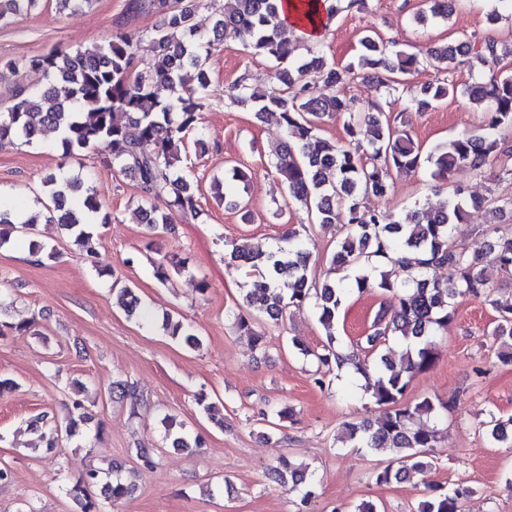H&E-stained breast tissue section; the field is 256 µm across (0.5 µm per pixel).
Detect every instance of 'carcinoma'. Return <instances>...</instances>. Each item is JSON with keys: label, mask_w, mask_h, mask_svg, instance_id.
<instances>
[{"label": "carcinoma", "mask_w": 512, "mask_h": 512, "mask_svg": "<svg viewBox=\"0 0 512 512\" xmlns=\"http://www.w3.org/2000/svg\"><path fill=\"white\" fill-rule=\"evenodd\" d=\"M38 2L0 0V25L28 14ZM423 2L426 8L414 16L419 24L447 21L457 0ZM364 3L324 0L313 18L328 24L340 12ZM198 7L196 0H132V9L147 8L160 16L149 35L151 54L146 60L134 50L141 36L117 31L105 45L55 46L46 53L0 62V68L16 76L37 70L46 80L40 89L15 84L11 104L0 112V140L10 137L31 143L52 132L68 155L104 148L112 170L137 181L140 212L147 226L154 231L168 229L173 213L194 217L201 213L180 163L182 148L190 133L199 129L208 100L206 61L224 41L234 39L249 55L272 63V87L256 90L244 73L225 87L224 97L250 109L257 121L272 120L282 128L283 138L270 154L288 196L305 207L311 221L341 224L347 233L337 241L328 276L318 284L309 276L308 242L294 232L283 235L269 250L233 242L227 258L257 278L244 295L246 306L256 315L277 322L290 307L313 306L327 336L322 352L313 354L318 374L340 373L347 364L357 372L369 371L356 352L339 348L336 320L347 297L355 292L373 288L394 293V301L375 317L366 343L375 349L389 337L399 336L407 345L397 366L380 357L376 377L368 380L366 388L381 414L348 425L349 440L355 448L396 453L397 467L389 465L376 472L379 484L400 483L413 474L424 477L434 466L437 431L421 426L420 421L447 411L448 401L425 396L408 402L407 389L416 374L434 363L438 339L448 332L458 297H482L495 309L498 319L493 335L500 342L499 357L512 362V302L494 297L483 268L489 256L501 270L512 273V236L497 237L484 253L457 248L451 242L452 226L464 219L469 208L482 204L461 186L443 209L431 215L414 211L403 221L391 213L369 210L364 202L370 196H387L396 176L426 168L435 181H446L460 167L478 170L512 151L503 137V132H512V75L496 71L501 57L512 54V44L488 37L448 43L421 56L390 53L381 37L367 35L361 39L363 52L357 61L338 67L310 47L306 56H297V45L288 41L279 17V0H225L224 13L205 34L194 22ZM459 56L468 57L473 71L472 83L463 93L475 102L489 103L487 119L479 131L461 133L427 152L406 129L403 114L387 111L378 101L353 112L343 94L346 83L365 77L397 91L407 86L408 76L418 66L436 64L450 71ZM159 85L169 87L173 96L159 98ZM456 93L457 86L445 79L409 94L408 102L426 111ZM341 115L345 116L343 138L321 137L322 125ZM146 143L154 145L153 151L143 149ZM250 178V170L232 168L228 177L213 179L214 198H230L229 189L245 186ZM44 186L46 221L64 226L77 243H87L86 226L95 223L101 211L93 189L78 175L50 176ZM162 196L165 212L156 205ZM8 215L9 209L0 207V245L17 232H32L37 223L33 217L18 226ZM107 220L104 216L101 223ZM184 267L185 261L166 258L155 264L154 275L167 281ZM438 269L446 270L447 278L436 277ZM401 271L409 275L401 279ZM113 285L128 316L147 317L133 288L120 287L116 281ZM163 328L191 349L201 346L188 325L167 320ZM109 393L133 405L141 401L137 387L128 381L112 383ZM91 420L89 410L73 399L67 405L65 423L44 416L34 424V431L46 449L53 450L60 447L62 436L78 434ZM161 423L171 447L187 452L201 447L200 440L187 434L184 426H175L171 416H164ZM485 430L493 445L512 447V417L502 419L492 412ZM135 456L141 468H156V449L140 447ZM114 471L112 479L104 480L98 471L90 470L68 488L81 512H104L102 502L113 504L133 491L134 485L118 474L120 467ZM268 478L274 483L291 480L300 494L298 512H307L316 497L313 474L284 460L269 469ZM90 486L100 487L103 501L89 496ZM425 487L428 496L418 512H460L459 489L447 490L433 482Z\"/></svg>", "instance_id": "carcinoma-1"}]
</instances>
